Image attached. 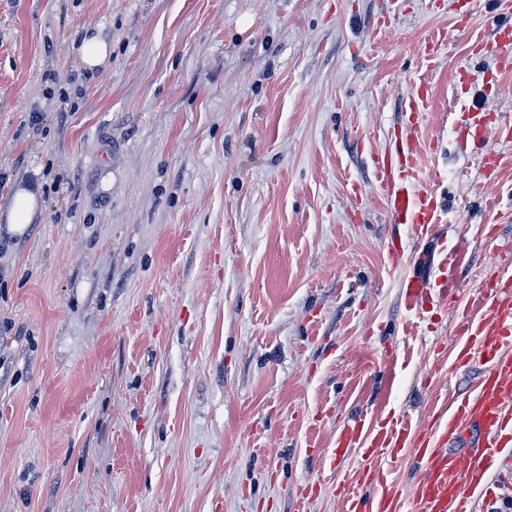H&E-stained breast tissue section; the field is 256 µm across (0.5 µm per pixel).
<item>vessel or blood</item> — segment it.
Returning <instances> with one entry per match:
<instances>
[{
	"instance_id": "1",
	"label": "vessel or blood",
	"mask_w": 512,
	"mask_h": 512,
	"mask_svg": "<svg viewBox=\"0 0 512 512\" xmlns=\"http://www.w3.org/2000/svg\"><path fill=\"white\" fill-rule=\"evenodd\" d=\"M487 51L498 58L500 69H512V24H501ZM424 150L419 136L396 143L376 164L379 189L392 223L403 225L417 241L431 238L442 222L443 207L421 174ZM503 273L484 289L477 312L466 315L468 337L458 358L479 359L488 369L474 396L452 418L435 423L432 431L415 430L411 422L387 417L367 424L353 419L330 459L346 449L362 447L364 465L350 479L305 487L340 498L344 512H473L472 494L491 473L494 461L512 444V260L500 262ZM430 263L416 265L402 282L410 309L423 314L430 301ZM411 453L421 477L409 499L396 497L384 478L385 465Z\"/></svg>"
}]
</instances>
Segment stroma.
Here are the masks:
<instances>
[{
  "instance_id": "1",
  "label": "stroma",
  "mask_w": 512,
  "mask_h": 512,
  "mask_svg": "<svg viewBox=\"0 0 512 512\" xmlns=\"http://www.w3.org/2000/svg\"><path fill=\"white\" fill-rule=\"evenodd\" d=\"M496 2L0 0V206L42 185L0 227V512H343L300 492L360 467L318 454L349 419L472 396L464 313L512 250V71L475 43ZM413 134L456 287L429 319L375 169ZM76 52L84 68L89 72H95L112 57V44L97 33L88 31L82 37ZM39 187H19L11 197L4 213L6 224L17 233H22L40 208Z\"/></svg>"
}]
</instances>
